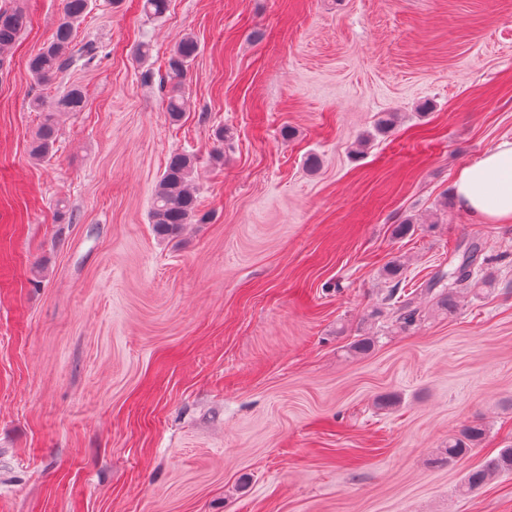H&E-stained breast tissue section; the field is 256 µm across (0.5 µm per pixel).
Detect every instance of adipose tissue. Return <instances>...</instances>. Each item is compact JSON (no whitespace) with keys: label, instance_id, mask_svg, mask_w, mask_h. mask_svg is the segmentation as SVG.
<instances>
[{"label":"adipose tissue","instance_id":"adipose-tissue-1","mask_svg":"<svg viewBox=\"0 0 512 512\" xmlns=\"http://www.w3.org/2000/svg\"><path fill=\"white\" fill-rule=\"evenodd\" d=\"M459 207L482 224L512 223V141H501L461 169L453 186Z\"/></svg>","mask_w":512,"mask_h":512}]
</instances>
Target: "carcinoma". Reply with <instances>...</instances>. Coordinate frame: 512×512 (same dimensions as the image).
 Wrapping results in <instances>:
<instances>
[{"mask_svg":"<svg viewBox=\"0 0 512 512\" xmlns=\"http://www.w3.org/2000/svg\"><path fill=\"white\" fill-rule=\"evenodd\" d=\"M90 0H62L60 16L48 42L44 43L29 60L32 77L43 83L67 70L78 59L88 61L94 58L93 48H76L74 34L78 25L89 13ZM27 23L24 2H12L0 6V65L19 38ZM198 52L197 41L183 36L168 58L169 73L175 79L182 78ZM84 106V94L75 86L67 91L57 102V111L43 112L40 123L31 143V153L37 158L49 156L58 136L57 114L60 112H79ZM186 103L179 90H172L167 97L166 110L172 121L178 122L185 112ZM195 169L194 157L183 152L170 155L165 170L156 188L151 211L152 224L161 235H172L183 225L191 224L198 216V199L192 189ZM485 258L480 243L472 242L463 251L459 263L444 271L437 272L424 283L420 293L429 298L432 306L439 311L452 313L457 308L455 295L457 290L478 284L476 276L483 269ZM402 264L393 261L386 269L388 279L394 281L392 288L383 298V305L395 322L406 328L414 325L423 317V310L411 294L399 288ZM486 436L482 424H470L459 434L448 437V446L441 449L440 460L450 464L467 455L478 446ZM512 474V448H502L483 464L466 474L462 488L472 492L483 487L494 477Z\"/></svg>","mask_w":512,"mask_h":512,"instance_id":"cac0c4a2","label":"carcinoma"}]
</instances>
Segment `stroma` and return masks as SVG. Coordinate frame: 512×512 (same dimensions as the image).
I'll use <instances>...</instances> for the list:
<instances>
[{"mask_svg":"<svg viewBox=\"0 0 512 512\" xmlns=\"http://www.w3.org/2000/svg\"><path fill=\"white\" fill-rule=\"evenodd\" d=\"M60 4L26 0L0 67V512H512V474L460 490L512 446V224L452 198L512 140V0H91L95 58L39 83ZM175 152L206 221L163 237ZM473 240L455 313L380 312L389 261L412 293ZM198 52L197 41L189 35L183 36L168 58V70L174 79H181ZM84 106L82 90L74 86L67 91L57 102V112H43L40 123L31 143V153L37 158L49 156L58 136L57 114L60 112H79ZM486 436V428L482 424H470L464 427L459 434L448 438V446L441 448L440 460L444 464H450L467 455L478 446Z\"/></svg>","mask_w":512,"mask_h":512,"instance_id":"1","label":"stroma"}]
</instances>
